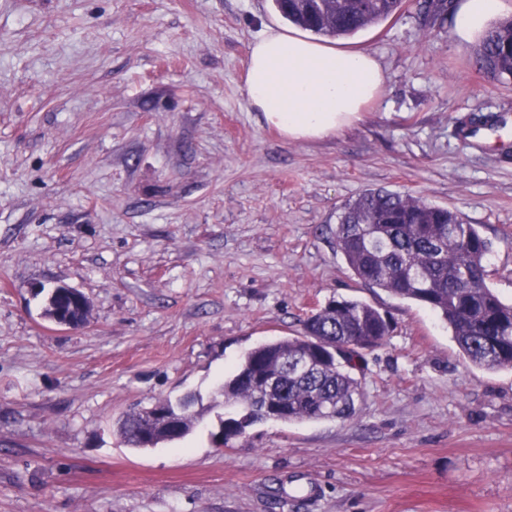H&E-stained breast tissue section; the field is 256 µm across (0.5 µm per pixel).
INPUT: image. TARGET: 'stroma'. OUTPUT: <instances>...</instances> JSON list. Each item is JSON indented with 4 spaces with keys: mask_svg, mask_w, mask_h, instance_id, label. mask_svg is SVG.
<instances>
[{
    "mask_svg": "<svg viewBox=\"0 0 512 512\" xmlns=\"http://www.w3.org/2000/svg\"><path fill=\"white\" fill-rule=\"evenodd\" d=\"M351 36L385 83L358 124L287 141L243 61L273 0H0V512H512V370L466 362L432 311L365 286L336 248L368 188L460 213L512 301V85L471 68L458 0ZM90 304L42 315L35 285ZM393 331L364 351L349 420L264 421L219 448L215 390L334 297ZM208 408L185 439L124 445L134 405Z\"/></svg>",
    "mask_w": 512,
    "mask_h": 512,
    "instance_id": "obj_1",
    "label": "stroma"
}]
</instances>
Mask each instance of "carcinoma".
Masks as SVG:
<instances>
[{"mask_svg": "<svg viewBox=\"0 0 512 512\" xmlns=\"http://www.w3.org/2000/svg\"><path fill=\"white\" fill-rule=\"evenodd\" d=\"M403 0H274L290 23L328 38L352 36L387 20ZM472 66L490 84L512 83V14L490 24L474 49ZM336 246L354 276L372 288L433 311L452 331L462 356L486 370L512 368V304L487 283L492 244L457 212L411 194L367 189L346 201L336 225ZM392 333L386 315L370 304L333 298L312 313L298 336L250 349L218 393L242 413L228 418L248 428L265 420L267 398L287 408L288 421L349 419L360 383L353 376L360 351ZM296 355L314 363L307 373L285 369ZM278 375L273 392L253 384ZM149 415L142 408L117 426L124 443L144 448Z\"/></svg>", "mask_w": 512, "mask_h": 512, "instance_id": "1", "label": "carcinoma"}]
</instances>
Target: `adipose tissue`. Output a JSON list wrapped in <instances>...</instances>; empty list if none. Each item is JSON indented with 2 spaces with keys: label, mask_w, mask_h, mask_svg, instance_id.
<instances>
[{
  "label": "adipose tissue",
  "mask_w": 512,
  "mask_h": 512,
  "mask_svg": "<svg viewBox=\"0 0 512 512\" xmlns=\"http://www.w3.org/2000/svg\"><path fill=\"white\" fill-rule=\"evenodd\" d=\"M503 8V0H460L457 35L469 37ZM244 70L249 105L291 141L323 140L361 121L385 82L365 50L271 26L253 41Z\"/></svg>",
  "instance_id": "adipose-tissue-1"
}]
</instances>
